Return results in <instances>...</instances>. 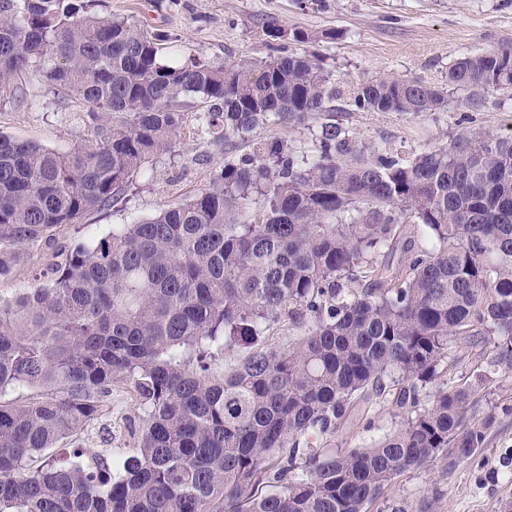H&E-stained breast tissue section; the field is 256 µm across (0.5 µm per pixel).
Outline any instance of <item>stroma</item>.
Instances as JSON below:
<instances>
[{
	"label": "stroma",
	"mask_w": 512,
	"mask_h": 512,
	"mask_svg": "<svg viewBox=\"0 0 512 512\" xmlns=\"http://www.w3.org/2000/svg\"><path fill=\"white\" fill-rule=\"evenodd\" d=\"M103 14L134 20L148 33L166 35L163 58L184 64L199 58L213 65L243 58H264L270 52L267 31L307 34L304 48L348 90L383 77H413L431 84L445 80L454 59L502 44H512V0H96ZM335 38H325V31ZM15 95L0 98V133L47 148L68 150L94 139L95 129L81 97L55 93L39 74L22 76ZM461 93L445 106L419 114L405 112H340L337 123L350 131L364 154L388 152L409 159L422 150L450 144L465 130L512 137V100L485 96L480 111L468 114ZM211 104L190 99L180 135L171 149L147 164L134 178L128 197L113 208L86 216L82 223L59 228L55 239L29 250L11 277L0 280V298L10 299L36 285L35 277L59 261L75 244L100 238L113 226L150 216L183 202L205 188L224 163L225 152L250 153L258 142L279 141L300 159L311 158L320 123L284 126L268 122L248 140L231 145L204 135L199 119ZM144 413L127 386L115 384L101 420L81 436L83 448L98 452L100 430H112L113 454L134 447ZM512 415L500 418L475 461L444 472L442 463L403 474L394 483L395 496L413 512H504L512 503Z\"/></svg>",
	"instance_id": "1"
}]
</instances>
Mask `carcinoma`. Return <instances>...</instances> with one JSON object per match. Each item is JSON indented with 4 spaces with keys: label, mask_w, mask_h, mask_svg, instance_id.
Wrapping results in <instances>:
<instances>
[{
    "label": "carcinoma",
    "mask_w": 512,
    "mask_h": 512,
    "mask_svg": "<svg viewBox=\"0 0 512 512\" xmlns=\"http://www.w3.org/2000/svg\"><path fill=\"white\" fill-rule=\"evenodd\" d=\"M90 2L0 3V94L35 71L81 96L96 129L66 152L0 134L1 279L58 228L123 199L169 151L188 97L214 102L206 126L225 142L269 120L328 121L312 160L277 141L229 152L193 198L76 245L38 287L0 299V396L37 390L0 399V512H409L389 496L399 476L474 459L512 413L483 393L492 372L448 379L457 340L493 346V366L512 369V138L471 132L410 160H364L336 102L415 114L462 90L478 111L490 90L512 98V45L456 59L441 85L393 77L345 92L282 47L168 65L162 38ZM279 322L301 334L262 347ZM220 347L247 352L215 377ZM116 383L145 411L120 471L79 447L72 463L55 458ZM370 402L396 407L400 427L376 438L368 414V442L332 447Z\"/></svg>",
    "instance_id": "carcinoma-1"
}]
</instances>
